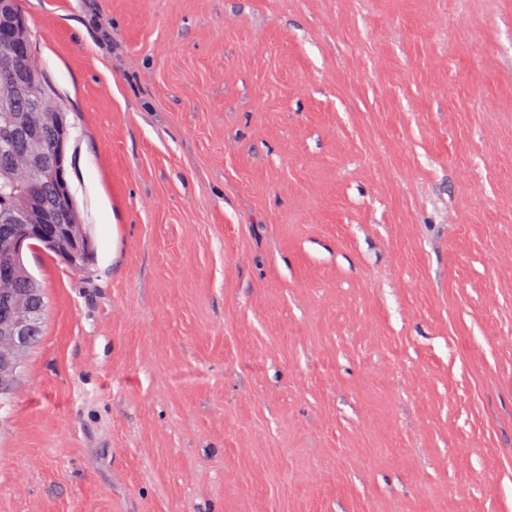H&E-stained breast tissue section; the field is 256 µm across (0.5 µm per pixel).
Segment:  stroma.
Returning a JSON list of instances; mask_svg holds the SVG:
<instances>
[{"label": "stroma", "mask_w": 512, "mask_h": 512, "mask_svg": "<svg viewBox=\"0 0 512 512\" xmlns=\"http://www.w3.org/2000/svg\"><path fill=\"white\" fill-rule=\"evenodd\" d=\"M18 6L95 253L0 512H512V0Z\"/></svg>", "instance_id": "35a3bbf8"}]
</instances>
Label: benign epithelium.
<instances>
[{
	"label": "benign epithelium",
	"instance_id": "1",
	"mask_svg": "<svg viewBox=\"0 0 512 512\" xmlns=\"http://www.w3.org/2000/svg\"><path fill=\"white\" fill-rule=\"evenodd\" d=\"M25 43L21 29L0 38V102H26L14 114L13 123L15 132L22 135L21 155L33 173L42 204L0 209V398L14 390L38 330L36 303L41 300L42 285L26 267L24 251L45 248L67 264L87 253L65 189L61 153L45 148L46 143H55L64 125L58 113L46 107L47 94L36 73L16 77L20 46Z\"/></svg>",
	"mask_w": 512,
	"mask_h": 512
}]
</instances>
